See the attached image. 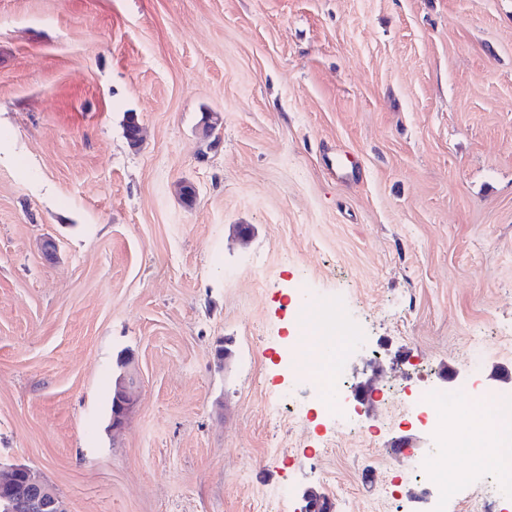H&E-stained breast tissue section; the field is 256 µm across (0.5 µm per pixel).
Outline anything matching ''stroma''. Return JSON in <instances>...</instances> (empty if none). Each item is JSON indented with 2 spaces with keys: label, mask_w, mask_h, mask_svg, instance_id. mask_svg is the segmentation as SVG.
I'll return each instance as SVG.
<instances>
[{
  "label": "stroma",
  "mask_w": 512,
  "mask_h": 512,
  "mask_svg": "<svg viewBox=\"0 0 512 512\" xmlns=\"http://www.w3.org/2000/svg\"><path fill=\"white\" fill-rule=\"evenodd\" d=\"M309 300L355 337L347 405L393 397L323 411ZM505 365L512 0H0V461L66 512H484L478 449L407 410ZM112 396L115 398V412L112 413V400L110 405L109 420L112 418V432H120L124 429L127 418L136 403L134 380L125 372L116 378Z\"/></svg>",
  "instance_id": "obj_1"
}]
</instances>
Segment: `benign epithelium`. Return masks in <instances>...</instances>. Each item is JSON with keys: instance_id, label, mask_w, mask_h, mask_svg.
<instances>
[{"instance_id": "7a95c632", "label": "benign epithelium", "mask_w": 512, "mask_h": 512, "mask_svg": "<svg viewBox=\"0 0 512 512\" xmlns=\"http://www.w3.org/2000/svg\"><path fill=\"white\" fill-rule=\"evenodd\" d=\"M112 396V431L124 429L127 418L136 403L134 380L128 373L116 378ZM304 512H329L328 502L307 490L304 493ZM0 512H64L54 488L32 468L0 461Z\"/></svg>"}]
</instances>
